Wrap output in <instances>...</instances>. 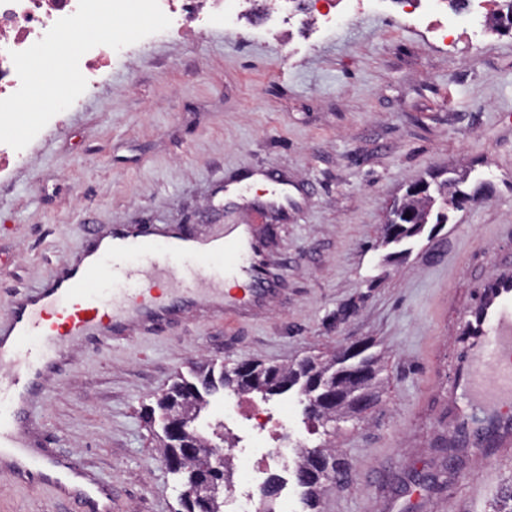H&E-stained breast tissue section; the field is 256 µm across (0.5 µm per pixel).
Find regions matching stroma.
I'll list each match as a JSON object with an SVG mask.
<instances>
[{"label": "stroma", "instance_id": "stroma-1", "mask_svg": "<svg viewBox=\"0 0 512 512\" xmlns=\"http://www.w3.org/2000/svg\"><path fill=\"white\" fill-rule=\"evenodd\" d=\"M252 11L253 26L215 21L198 38L162 36L111 63L98 94L0 178V319L14 290L78 255L88 229L152 221L203 235L269 205L261 235L278 294L253 307L236 286L231 314L79 348L33 405L45 445L109 482L112 512H174L142 405L200 361L286 365L363 339L379 359L381 402L337 422L353 475L322 485L323 512H388L414 490L445 512H491L512 462L451 463L438 446L454 435L444 403L453 324L490 269L486 241L512 230V34L471 29L452 45L394 5L288 44L261 24L266 0ZM266 167L287 179V207L256 187L225 198L224 184ZM463 173L467 186L490 184L489 196L388 259L379 238L394 200L430 175ZM345 304L353 312L331 324ZM236 398L217 395L206 422L264 448L266 430L236 414ZM0 512L75 510L0 471Z\"/></svg>", "mask_w": 512, "mask_h": 512}]
</instances>
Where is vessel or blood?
<instances>
[{
    "label": "vessel or blood",
    "mask_w": 512,
    "mask_h": 512,
    "mask_svg": "<svg viewBox=\"0 0 512 512\" xmlns=\"http://www.w3.org/2000/svg\"><path fill=\"white\" fill-rule=\"evenodd\" d=\"M251 224H223L212 235L179 224H115L89 232L74 259L36 287L14 293L0 323V467L20 482L37 481L80 512H112V487L82 459L40 447L42 421L32 400L70 368L76 344L118 341L136 327L158 330L204 306L229 307L224 276L245 275L253 305L278 290ZM108 278L111 294L97 286ZM476 297L452 330L454 368L449 415L468 446L491 435L498 461L512 459V256L499 254L475 282Z\"/></svg>",
    "instance_id": "vessel-or-blood-1"
}]
</instances>
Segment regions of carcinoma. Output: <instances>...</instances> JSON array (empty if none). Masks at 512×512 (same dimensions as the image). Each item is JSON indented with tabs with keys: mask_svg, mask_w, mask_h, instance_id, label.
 <instances>
[{
	"mask_svg": "<svg viewBox=\"0 0 512 512\" xmlns=\"http://www.w3.org/2000/svg\"><path fill=\"white\" fill-rule=\"evenodd\" d=\"M435 197L416 192L410 186L405 196L393 203L387 223L383 226L382 244H399L420 234L429 223ZM435 224L448 221L447 207L437 211ZM369 342L359 340L333 352L330 363L307 357L291 366L266 365L246 359L239 367L198 365L193 377L179 376L159 395L152 405L144 406V417L151 423L160 419V454L170 463L168 472L179 487V509L175 512H224V492L213 488L224 483L226 470L211 472L197 465L198 459L214 451L216 433L224 431L218 423L204 433L196 426L209 398L225 389L238 388L243 393L258 394L263 399L284 395L290 391H316L324 400L307 409L305 416L325 426L340 418L358 417L378 400L375 385L379 369L376 360L367 355ZM192 425L189 432L180 433L181 422ZM295 473L305 476L304 489L310 512L318 509L317 491L325 481L338 486L352 477V465L333 447L302 448L298 453Z\"/></svg>",
	"mask_w": 512,
	"mask_h": 512,
	"instance_id": "obj_1",
	"label": "carcinoma"
}]
</instances>
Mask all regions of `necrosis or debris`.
Listing matches in <instances>:
<instances>
[{
	"label": "necrosis or debris",
	"instance_id": "necrosis-or-debris-1",
	"mask_svg": "<svg viewBox=\"0 0 512 512\" xmlns=\"http://www.w3.org/2000/svg\"><path fill=\"white\" fill-rule=\"evenodd\" d=\"M408 7L410 20L424 23L427 30L440 39L460 38L468 27H487L498 8L499 0H474V9L465 15L448 12L441 0H325V10L298 9L297 0H274L266 15L270 28L292 30L294 19L304 16L309 34L320 35L349 20L363 10L380 11L390 2ZM78 0H0V99L18 90L20 80L10 57L11 52L29 48L48 32L62 17L73 14ZM162 11L170 17V32L198 34L213 20L234 27L241 20L242 0H159ZM146 41L114 50L100 45L86 52L79 69L87 81V93H94L99 78L110 63L131 61ZM260 407L253 401L241 403V412L250 419H262L273 436L265 453L255 457L228 449L226 455L238 471V477L224 489L227 512H254L259 506L258 491L264 474L287 451L291 425L287 418H260Z\"/></svg>",
	"mask_w": 512,
	"mask_h": 512
}]
</instances>
